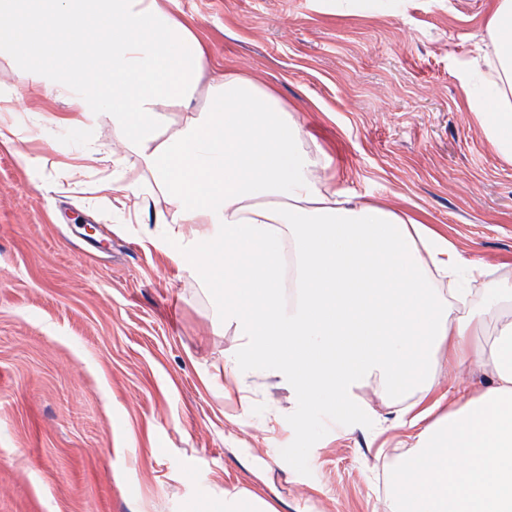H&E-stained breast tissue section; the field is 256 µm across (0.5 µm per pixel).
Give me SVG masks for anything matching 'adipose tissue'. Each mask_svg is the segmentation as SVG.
Here are the masks:
<instances>
[{
    "mask_svg": "<svg viewBox=\"0 0 512 512\" xmlns=\"http://www.w3.org/2000/svg\"><path fill=\"white\" fill-rule=\"evenodd\" d=\"M172 0H0V59L21 65L44 99L45 130L105 117L119 149L89 145L81 175L112 162L102 192L119 204L161 194L156 245L237 303L243 357L233 376L274 367L301 401L358 420L352 389L377 378L416 392L395 426L407 448L382 460L392 512H512V280L470 301L478 267L421 221L358 201L309 148L276 90L210 64ZM512 0H495L490 43L460 81L463 104L512 164ZM183 113L172 122L171 113ZM296 296L284 301L283 265ZM474 366L485 387L443 386L430 364Z\"/></svg>",
    "mask_w": 512,
    "mask_h": 512,
    "instance_id": "obj_1",
    "label": "adipose tissue"
}]
</instances>
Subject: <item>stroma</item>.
<instances>
[{
  "instance_id": "1",
  "label": "stroma",
  "mask_w": 512,
  "mask_h": 512,
  "mask_svg": "<svg viewBox=\"0 0 512 512\" xmlns=\"http://www.w3.org/2000/svg\"><path fill=\"white\" fill-rule=\"evenodd\" d=\"M490 0H173L220 66L295 105L309 146L362 201L406 212L512 277V165L463 107L461 70L488 41ZM14 92L23 167L0 147V512H216L245 489L276 512H389L376 455L397 453L398 402L369 380L347 426L270 368L224 373L242 339L222 289L177 271L140 222L64 167L103 120L43 137L27 77ZM94 232H86V225ZM280 419L275 430L269 420Z\"/></svg>"
}]
</instances>
